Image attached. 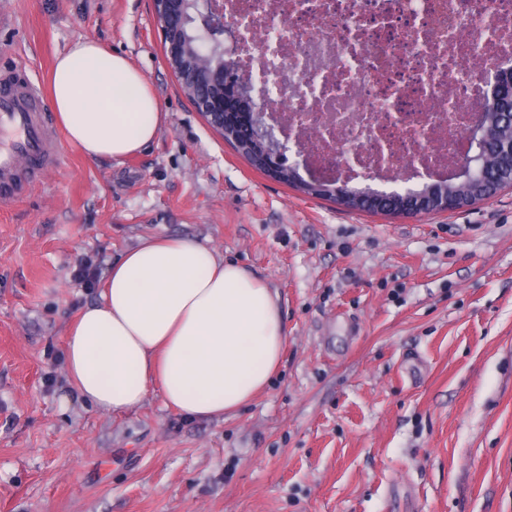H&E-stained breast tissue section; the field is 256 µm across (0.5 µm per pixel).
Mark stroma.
<instances>
[{
	"instance_id": "1",
	"label": "stroma",
	"mask_w": 512,
	"mask_h": 512,
	"mask_svg": "<svg viewBox=\"0 0 512 512\" xmlns=\"http://www.w3.org/2000/svg\"><path fill=\"white\" fill-rule=\"evenodd\" d=\"M85 38L166 118L120 163L59 136L0 205V512H512V189L411 219L305 196L195 110L150 0H0V71L48 88ZM146 236L207 241L279 294L281 364L225 419L67 389L68 324Z\"/></svg>"
}]
</instances>
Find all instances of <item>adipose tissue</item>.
I'll return each instance as SVG.
<instances>
[{
	"instance_id": "obj_1",
	"label": "adipose tissue",
	"mask_w": 512,
	"mask_h": 512,
	"mask_svg": "<svg viewBox=\"0 0 512 512\" xmlns=\"http://www.w3.org/2000/svg\"><path fill=\"white\" fill-rule=\"evenodd\" d=\"M50 101L91 160L138 154L164 121L143 75L89 38L56 57ZM287 341L278 294L246 268L204 241L147 237L68 326L65 377L102 412L136 410L156 390L164 406L221 419L267 386Z\"/></svg>"
}]
</instances>
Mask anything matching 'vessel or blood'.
Returning <instances> with one entry per match:
<instances>
[{"mask_svg":"<svg viewBox=\"0 0 512 512\" xmlns=\"http://www.w3.org/2000/svg\"><path fill=\"white\" fill-rule=\"evenodd\" d=\"M44 98L20 75L0 72V203L22 198L58 159Z\"/></svg>","mask_w":512,"mask_h":512,"instance_id":"vessel-or-blood-1","label":"vessel or blood"}]
</instances>
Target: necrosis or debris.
<instances>
[{
	"label": "necrosis or debris",
	"instance_id": "1",
	"mask_svg": "<svg viewBox=\"0 0 512 512\" xmlns=\"http://www.w3.org/2000/svg\"><path fill=\"white\" fill-rule=\"evenodd\" d=\"M237 75L309 172L444 176L512 64V0H220Z\"/></svg>",
	"mask_w": 512,
	"mask_h": 512
}]
</instances>
